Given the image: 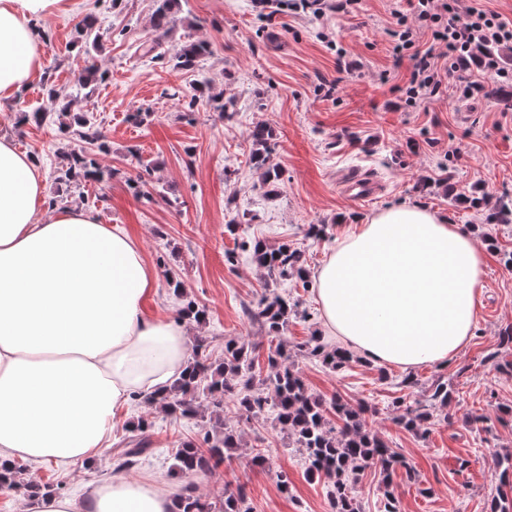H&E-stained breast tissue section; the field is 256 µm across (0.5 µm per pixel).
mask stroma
Returning a JSON list of instances; mask_svg holds the SVG:
<instances>
[{
    "instance_id": "stroma-1",
    "label": "stroma",
    "mask_w": 512,
    "mask_h": 512,
    "mask_svg": "<svg viewBox=\"0 0 512 512\" xmlns=\"http://www.w3.org/2000/svg\"><path fill=\"white\" fill-rule=\"evenodd\" d=\"M391 0H361L357 10L319 17L290 6L257 0H179L174 25L155 57L136 48L157 38L154 0H68L65 12L37 20L43 34V67L13 98L0 100V137L36 156L49 204H83L105 224H120L140 243L157 274V288L144 303L149 315L177 317L179 304L168 286L206 310L199 335L214 357L224 340L239 338L253 349L256 380L268 374L267 328L248 313L277 292L295 302L283 334L288 352L310 393L325 401L366 404L369 428L402 456L407 469L392 476L400 512H490L502 488L495 461L512 454V223L490 224L486 214L454 202V194L476 193L489 201L512 199V88L490 81L470 100L445 94L427 107L407 111L399 91L409 79V59L394 61L386 30ZM94 16L109 29L101 52L75 45V28ZM203 40L210 52L197 69L172 70L168 59L184 42ZM101 74L91 96L76 95L88 62ZM336 83L331 98L320 85ZM71 93L72 111L103 133L89 145L98 161L115 171L92 184L56 181L64 155L74 147L57 123L18 125L20 112L59 110L49 88ZM271 127L268 163L280 173L268 191L261 170L248 161L255 126ZM349 172H364L380 185L372 200H350L341 186ZM401 205L434 211L461 225L487 255L486 287L474 335L448 364L351 363L334 370L308 355L303 344L326 334L311 277L336 240L373 213ZM321 237L308 236L310 225ZM283 243L298 248L305 278L270 279L240 252L241 243ZM238 255L237 264L226 261ZM416 380L402 387L405 378ZM448 385L450 400L418 428L396 423L395 402L424 401L435 380ZM236 399L224 402V420L238 426L242 446L231 461L178 477L170 472L180 441L201 440L199 420L150 413L142 401L117 411L112 439L120 441L142 416L152 423L155 452L125 478L154 484L177 495L192 489L205 499L245 485L252 512H331V487L307 475L302 451L284 445L272 416L238 419ZM261 449L265 467L251 462ZM112 448L75 463H24L23 480L83 500L90 485L116 477ZM288 476L289 491L278 487Z\"/></svg>"
}]
</instances>
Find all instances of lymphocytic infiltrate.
Segmentation results:
<instances>
[{"mask_svg": "<svg viewBox=\"0 0 512 512\" xmlns=\"http://www.w3.org/2000/svg\"><path fill=\"white\" fill-rule=\"evenodd\" d=\"M394 24L386 34L397 57H409L410 78L403 93L407 107L427 106L452 89L459 98H471L484 87L485 80L512 82V69L501 67L494 55L481 58L480 70L471 77H458L460 62L476 46L512 43V20L478 6L461 7L460 0H399L393 10ZM430 43L421 46V35Z\"/></svg>", "mask_w": 512, "mask_h": 512, "instance_id": "f902f5d3", "label": "lymphocytic infiltrate"}]
</instances>
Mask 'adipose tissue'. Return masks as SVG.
<instances>
[{
  "label": "adipose tissue",
  "mask_w": 512,
  "mask_h": 512,
  "mask_svg": "<svg viewBox=\"0 0 512 512\" xmlns=\"http://www.w3.org/2000/svg\"><path fill=\"white\" fill-rule=\"evenodd\" d=\"M65 0H0V99L42 68L33 19ZM485 253L445 217L381 210L328 255L315 276L324 326L363 360L410 369L445 363L470 342ZM157 282L138 241L79 205L48 206L40 166L0 139V465L96 455L117 409L169 386L186 351L185 322L148 316ZM166 492L116 478L84 504L39 497L33 512H173Z\"/></svg>",
  "instance_id": "adipose-tissue-1"
}]
</instances>
